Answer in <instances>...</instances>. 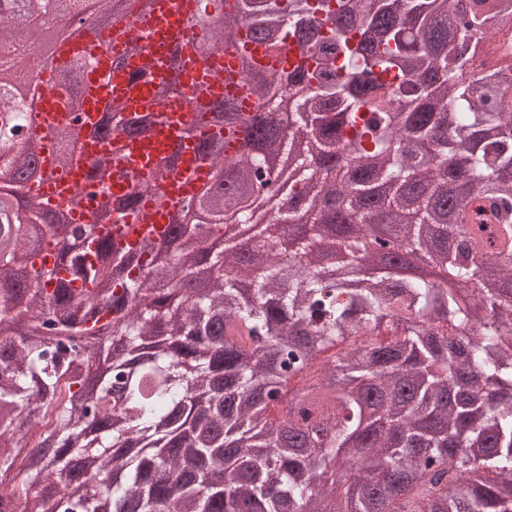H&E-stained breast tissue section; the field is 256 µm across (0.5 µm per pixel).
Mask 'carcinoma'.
<instances>
[{"label":"carcinoma","instance_id":"cac0c4a2","mask_svg":"<svg viewBox=\"0 0 512 512\" xmlns=\"http://www.w3.org/2000/svg\"><path fill=\"white\" fill-rule=\"evenodd\" d=\"M226 44L245 30L309 64L252 72L264 101L249 152L214 157L224 214L253 223L235 171L259 190L266 157L293 159L288 211L257 225L245 268L206 294L177 257L55 256L70 279L30 287L18 261L83 225L13 195L24 219L0 231V512H512V61L497 42L512 0H238ZM16 46L0 28V82ZM288 112V136L281 135ZM0 127V174L36 151ZM147 112L125 133L150 132ZM416 215L385 244L435 257L441 282L351 276L370 260L371 226ZM310 224L282 259L281 225ZM351 259L321 262L331 225ZM479 277L484 285L474 290ZM94 285L84 294L76 283ZM98 445L89 447L87 433Z\"/></svg>","mask_w":512,"mask_h":512}]
</instances>
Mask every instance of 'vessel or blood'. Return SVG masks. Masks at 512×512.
<instances>
[{
  "instance_id": "obj_1",
  "label": "vessel or blood",
  "mask_w": 512,
  "mask_h": 512,
  "mask_svg": "<svg viewBox=\"0 0 512 512\" xmlns=\"http://www.w3.org/2000/svg\"><path fill=\"white\" fill-rule=\"evenodd\" d=\"M200 8V0H156L150 13L124 20L95 40L60 46L58 65H69L84 57L94 60L93 73L82 85L84 106L76 133L79 147L62 169L55 168L52 149H44L41 159L52 166L53 175L47 181L29 185V193L49 205L79 193L77 221L84 224L95 211L94 196L121 199L135 194V178L152 177L156 180L155 194L138 196L135 210L102 225V234L134 250L144 239L169 233L170 213L215 175L213 165L198 150L200 142L222 141L225 154L230 156L247 134L246 126L227 130L212 126L207 119L210 107L226 99L233 100L244 114L257 107L237 73V58L248 57L258 70L288 71L308 63L301 50L288 45L272 54L244 32L231 46L202 53L200 34L189 25ZM175 49L180 52L181 65L174 71L169 57ZM146 63L151 66L150 76L130 81V72ZM161 82L179 87V94L159 99L154 90ZM36 95L43 121H69L70 114L63 107L70 97L67 87H40ZM146 109L156 116L148 138L130 139L116 134L103 138L95 133L103 113L119 119ZM103 156L110 159L113 170L134 172V179L104 184L91 179L94 162Z\"/></svg>"
}]
</instances>
